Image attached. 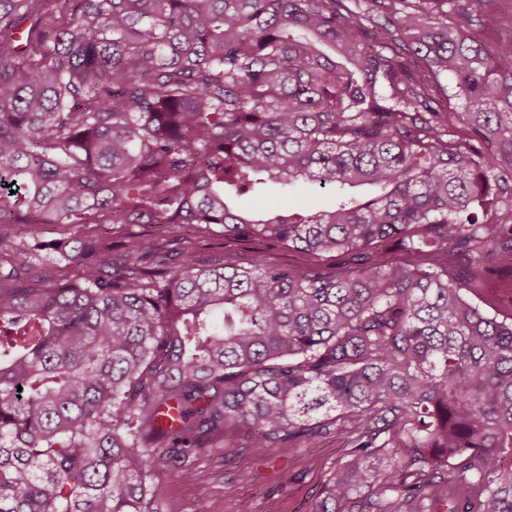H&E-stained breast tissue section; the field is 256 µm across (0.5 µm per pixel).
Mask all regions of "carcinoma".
Masks as SVG:
<instances>
[{
	"label": "carcinoma",
	"instance_id": "obj_1",
	"mask_svg": "<svg viewBox=\"0 0 512 512\" xmlns=\"http://www.w3.org/2000/svg\"><path fill=\"white\" fill-rule=\"evenodd\" d=\"M497 2L0 0V512H158L229 431L336 434L312 512H512V313L466 288L512 275ZM269 184L336 202L230 207ZM198 249L199 253L204 257L222 256L224 254V256L243 260L251 258L257 252H261L270 262L277 264L303 268L308 263L306 256L299 252L288 250L286 247L253 240L226 242L224 237L220 235L207 238L201 242ZM78 271L79 268L75 263L51 254L41 260L35 272L57 280H72L76 278Z\"/></svg>",
	"mask_w": 512,
	"mask_h": 512
}]
</instances>
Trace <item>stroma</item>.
<instances>
[{
    "label": "stroma",
    "instance_id": "stroma-1",
    "mask_svg": "<svg viewBox=\"0 0 512 512\" xmlns=\"http://www.w3.org/2000/svg\"><path fill=\"white\" fill-rule=\"evenodd\" d=\"M202 256L225 255L239 260L263 254L273 263L302 268L303 254L258 241L228 242L214 235L201 242ZM342 445L329 434L279 449L270 461L249 448H210L202 452L190 477L172 471L159 474L156 496L160 512H238L249 502L251 512H311ZM293 474L292 482L280 481L281 470Z\"/></svg>",
    "mask_w": 512,
    "mask_h": 512
}]
</instances>
